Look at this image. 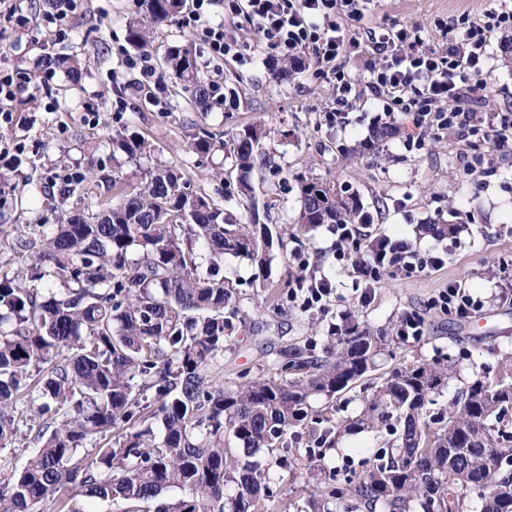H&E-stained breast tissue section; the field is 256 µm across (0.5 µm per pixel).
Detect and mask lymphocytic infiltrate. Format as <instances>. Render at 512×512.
<instances>
[{"label": "lymphocytic infiltrate", "instance_id": "f902f5d3", "mask_svg": "<svg viewBox=\"0 0 512 512\" xmlns=\"http://www.w3.org/2000/svg\"><path fill=\"white\" fill-rule=\"evenodd\" d=\"M223 4L229 18H244L253 25L260 44L277 59L295 60L310 53L316 72L336 90L324 114L327 126L344 124L349 109L369 90L387 114L401 113L412 123V145L454 129L462 138L486 144V152L467 156L465 167L474 170L493 156L512 153V113L479 111L486 101L489 74L487 48L496 33L512 28V0H497L479 17L462 13L449 29L454 42L439 50L428 31L395 21L382 27L362 28L373 0H193L179 27L194 31L213 61L232 56L246 60L247 44L223 24L208 21L212 6ZM360 49L374 63L366 82L352 77L347 53ZM333 257L346 269L362 304H370L384 276H410L439 269L444 264L436 251L426 252L404 239L372 234L363 224H333ZM298 274L288 300L301 310L326 311L334 289L317 275V257L293 252Z\"/></svg>", "mask_w": 512, "mask_h": 512}]
</instances>
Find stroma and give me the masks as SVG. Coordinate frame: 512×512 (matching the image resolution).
Here are the masks:
<instances>
[{
    "instance_id": "35a3bbf8",
    "label": "stroma",
    "mask_w": 512,
    "mask_h": 512,
    "mask_svg": "<svg viewBox=\"0 0 512 512\" xmlns=\"http://www.w3.org/2000/svg\"><path fill=\"white\" fill-rule=\"evenodd\" d=\"M491 5V0H377L365 22L370 27L395 20L420 24L431 28L433 44L443 49L447 42L433 29L437 20L449 21L465 12L475 15ZM141 15V0H79L64 37L48 23L37 28L0 26V69L21 67L40 78L13 101L12 124H0V143L22 146L19 166L9 184L0 187V269L19 265L13 242L26 225L38 218L54 223L64 174L93 164L111 169L112 141L102 136V128L144 136L155 147L151 157L123 164L129 183H140L156 164L172 163L192 187L210 191L215 186L211 166L184 153V142L203 128L229 134L262 123L270 134L253 173L255 195L259 203L268 204V221L282 232L286 248L275 251L262 288L252 287L254 270L247 261L230 258L224 263V276L236 284L246 313L245 328L224 350L225 376L235 381L252 376L293 343L308 341L320 350L331 341L324 314L300 311L288 301L287 284L297 275L292 259L296 246L327 254L332 243L323 226L302 241L291 237L302 176L333 182L342 193L356 195L372 215L376 232L408 239L423 249L446 247L444 240L419 234L420 225L464 227L456 248L447 249L441 270L385 279L367 305L358 303L346 270L325 265L339 295L332 311L357 314L371 327L386 330L396 329L404 311L423 313L424 336L400 343L382 370L436 360L453 367L449 385L455 388L473 375L496 373L512 357V304L498 298L501 281L512 282V155L496 157L493 172L465 171L462 157L472 147L457 131H443L421 148L409 145L411 124L403 116L385 115L369 95L350 110L344 126L327 128L323 110L333 98L331 84L317 78L311 64L289 80H274L268 50L257 46L254 29L243 20L235 33L256 45L247 65L228 59L215 67L196 35L173 22L153 34L154 70H161L167 47L186 44L200 71L218 83L219 96L206 108L191 106L178 81L169 76L163 79L162 93L130 92L138 73L123 66L120 51L128 46L130 21ZM510 40L512 30H507L494 36L489 47L487 105L500 111L512 110V62L502 50ZM45 52L75 55L84 70L82 81L70 84L59 70L47 75L40 64ZM383 125L396 132L372 149L373 131ZM503 260L509 263L504 270L499 267ZM454 281L483 301L471 317L459 319L429 306ZM381 445L372 433L347 435L338 450L307 457L305 469L281 470L280 480L271 486L270 512H306L316 482L343 485Z\"/></svg>"
}]
</instances>
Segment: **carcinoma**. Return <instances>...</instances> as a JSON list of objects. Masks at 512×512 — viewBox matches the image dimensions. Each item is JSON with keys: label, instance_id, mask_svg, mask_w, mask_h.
Instances as JSON below:
<instances>
[{"label": "carcinoma", "instance_id": "obj_1", "mask_svg": "<svg viewBox=\"0 0 512 512\" xmlns=\"http://www.w3.org/2000/svg\"><path fill=\"white\" fill-rule=\"evenodd\" d=\"M141 2L128 42L144 51L153 29L186 0ZM44 63L74 83L83 77L70 56ZM303 67L302 59L275 61L270 74L286 79ZM165 69L194 106L207 104L212 86L189 49L169 48ZM109 133L129 161L154 151L142 136ZM267 134L257 124L232 134L238 178L226 183L216 170L213 196L165 164L136 186L119 164L103 194L90 169L60 189L62 199L76 197L78 215L62 209L56 223L37 219L16 237L24 264L0 270V448L22 435L35 452L20 470L0 463V512H39L47 499L57 512H82L79 496L119 498L127 512H141L169 488L184 496L157 512H262L276 469L298 464L299 429L311 421L308 446L319 449L351 432L393 439L345 486H317L309 512H468L473 494L481 512H512V358L493 377L463 382L435 412L427 405L453 369L404 362L371 383L344 425L335 421L334 399L390 351L384 330L353 321L320 355L292 344L250 382L224 380V347L241 324L224 257L249 261L263 288L271 254L284 248L281 234L260 223L251 181ZM184 147L201 161L224 150V139L202 129ZM299 183L296 232L364 221L357 197L330 182ZM223 198L239 199L249 222L233 220ZM422 231L443 237L460 227ZM263 448L282 452L275 465L256 459Z\"/></svg>", "mask_w": 512, "mask_h": 512}]
</instances>
